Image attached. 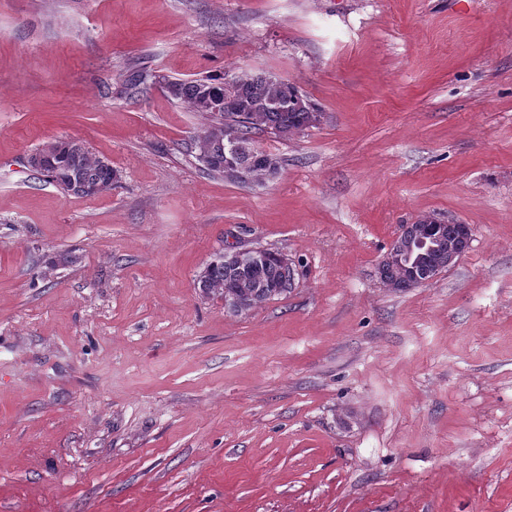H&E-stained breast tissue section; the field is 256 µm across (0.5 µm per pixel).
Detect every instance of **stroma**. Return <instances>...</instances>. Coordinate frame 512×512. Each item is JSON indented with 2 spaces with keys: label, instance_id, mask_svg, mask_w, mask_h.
Wrapping results in <instances>:
<instances>
[{
  "label": "stroma",
  "instance_id": "stroma-1",
  "mask_svg": "<svg viewBox=\"0 0 512 512\" xmlns=\"http://www.w3.org/2000/svg\"><path fill=\"white\" fill-rule=\"evenodd\" d=\"M229 67L324 114L255 134L275 179L155 81ZM56 138L111 191L35 174ZM425 216L469 248L382 288ZM229 247L291 290L203 296ZM0 512H512V0H0Z\"/></svg>",
  "mask_w": 512,
  "mask_h": 512
}]
</instances>
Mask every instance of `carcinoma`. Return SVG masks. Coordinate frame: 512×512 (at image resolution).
I'll return each instance as SVG.
<instances>
[{
    "mask_svg": "<svg viewBox=\"0 0 512 512\" xmlns=\"http://www.w3.org/2000/svg\"><path fill=\"white\" fill-rule=\"evenodd\" d=\"M243 76L233 97L224 101V108L216 112L206 106L211 91L224 85L228 77ZM167 93L186 104L192 111L207 116L202 131L208 133L206 142L197 147L213 158L207 170L222 174L220 165L224 156L225 138L234 136V146L245 163L238 177L229 181L251 184L271 180L279 174L277 157L262 150L252 138V131H268L282 138L310 127V113L318 111L316 105L307 102L303 108L291 105L290 99L296 87L287 80L266 73L226 70L220 74H209L199 79L167 81ZM264 159H256L257 155ZM80 175L91 184L103 183L110 178L105 161L93 155L80 141H73L61 163L49 164L44 177L55 182L64 192H69L70 180ZM281 278V264L276 252L268 251L265 258L255 266L231 267L224 265V257L218 253L198 274L197 287L208 296L224 300V306L234 314L248 312L237 305L240 299L235 285L247 281L252 285L248 292L265 301L285 294L288 289L275 290L271 285Z\"/></svg>",
    "mask_w": 512,
    "mask_h": 512,
    "instance_id": "1",
    "label": "carcinoma"
}]
</instances>
